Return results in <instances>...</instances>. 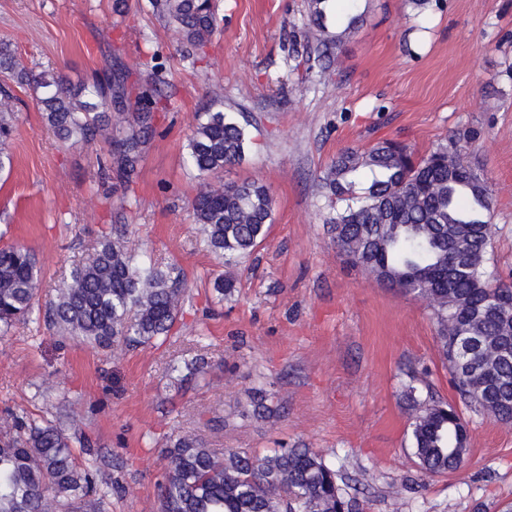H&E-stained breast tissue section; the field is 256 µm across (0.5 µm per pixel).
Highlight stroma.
I'll list each match as a JSON object with an SVG mask.
<instances>
[{"label":"stroma","mask_w":512,"mask_h":512,"mask_svg":"<svg viewBox=\"0 0 512 512\" xmlns=\"http://www.w3.org/2000/svg\"><path fill=\"white\" fill-rule=\"evenodd\" d=\"M356 12V29L324 50L319 39L348 22L340 0H329L320 35L309 0H220L219 33L188 57L149 0H0V41L29 70L74 83L122 70L135 91L151 56L167 79L128 183L100 178L96 156L108 141L62 147L30 87L13 85L10 100L14 165L0 175V245L35 254L41 301L116 224L129 226L138 257L176 264L187 280L183 316L162 344L105 357L41 322L0 336V410L91 439L99 476L125 487L109 512H156L176 429L220 450H319L366 512L512 504V423L461 404L423 300L345 264L321 187L344 149L394 139L419 158L459 139L492 189L487 267L512 285V0H358ZM209 109L234 115L251 137L224 181L258 179L274 205L267 239L234 266L236 290L220 305L211 283L225 267L201 242L190 208L199 181L183 165L196 115ZM197 338L209 366L186 380L177 368ZM258 388L271 415L252 412ZM411 389L458 406L469 429L459 470H420Z\"/></svg>","instance_id":"obj_1"}]
</instances>
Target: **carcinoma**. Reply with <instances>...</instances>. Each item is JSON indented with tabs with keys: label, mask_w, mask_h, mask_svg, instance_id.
<instances>
[{
	"label": "carcinoma",
	"mask_w": 512,
	"mask_h": 512,
	"mask_svg": "<svg viewBox=\"0 0 512 512\" xmlns=\"http://www.w3.org/2000/svg\"><path fill=\"white\" fill-rule=\"evenodd\" d=\"M327 0H310L311 21L325 29ZM175 27L189 55L220 25L216 0H152ZM0 73L36 94L44 125L63 145L88 147L112 128V99L125 96L127 75L109 74L74 84L63 75L38 74L0 44ZM0 98V173L13 168L9 142L15 113ZM136 126L111 137L112 151L98 158L101 178L117 171L129 180L143 161L161 98L147 75L138 95ZM248 139L236 119L205 112L188 140L185 161L200 188L192 211L206 249L231 264L262 243L274 221L273 199L257 179L215 186L210 179L240 162ZM328 195L343 202L329 218L344 260L368 277L426 302L436 321L439 352L460 399L498 421L512 422V353L501 352L512 336V286L487 270L492 193L455 139L414 158L395 141L338 154L321 178ZM128 226L112 228L94 253L70 267L63 287L46 308L37 299L40 269L30 249L0 248V335L18 322L43 321L63 336L108 356L167 339L185 300L181 269L136 259ZM235 291L226 272L213 282L220 301ZM411 443L421 470H457L468 450L466 424L455 407L428 397L414 400ZM94 453L51 421L24 413L0 418V512H106L120 496L116 478L102 480L75 452ZM168 468L158 485L157 512H364L337 481L336 468L312 448H250L219 453L196 436L172 433Z\"/></svg>",
	"instance_id": "obj_1"
}]
</instances>
